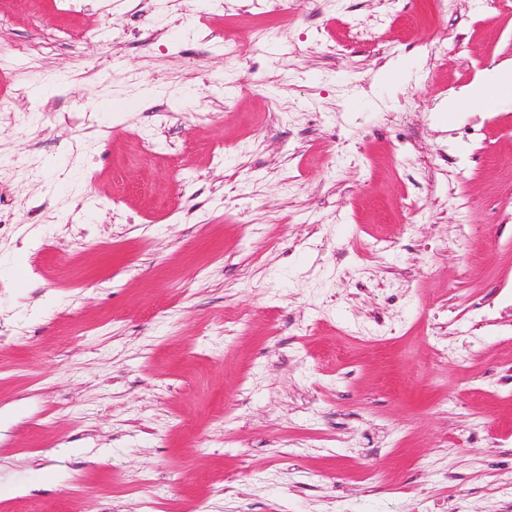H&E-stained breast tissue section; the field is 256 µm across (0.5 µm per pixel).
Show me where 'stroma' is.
<instances>
[{
  "instance_id": "stroma-1",
  "label": "stroma",
  "mask_w": 512,
  "mask_h": 512,
  "mask_svg": "<svg viewBox=\"0 0 512 512\" xmlns=\"http://www.w3.org/2000/svg\"><path fill=\"white\" fill-rule=\"evenodd\" d=\"M511 63L512 0H0V512H512V103L443 110Z\"/></svg>"
}]
</instances>
